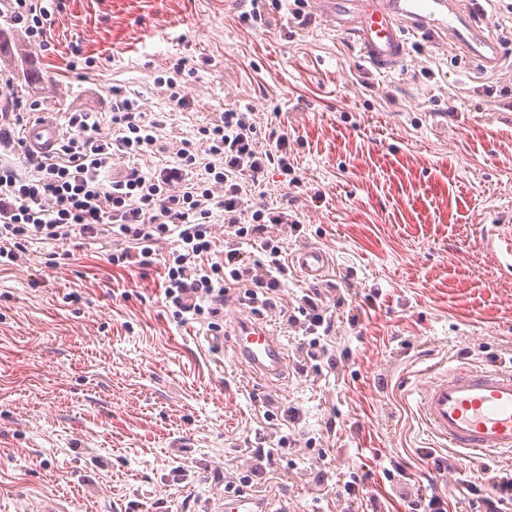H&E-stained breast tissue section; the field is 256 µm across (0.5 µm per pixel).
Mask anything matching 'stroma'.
I'll return each mask as SVG.
<instances>
[{"label": "stroma", "mask_w": 512, "mask_h": 512, "mask_svg": "<svg viewBox=\"0 0 512 512\" xmlns=\"http://www.w3.org/2000/svg\"><path fill=\"white\" fill-rule=\"evenodd\" d=\"M501 63L477 69L453 39L408 36L403 64L381 73L328 26L315 0L246 21L252 0H56L37 46L0 0V113L16 131L44 117L94 113L112 130V89L143 112L165 113V150L136 159L166 166L225 107L252 104L287 133L300 180L268 171L254 200L291 204L300 235L271 224L288 252L329 257L312 287L290 273L281 292L344 296L332 340L335 372L258 378L206 325L176 323L162 265L113 266L111 239L84 248L29 247L0 269V512H215L230 478L287 499L288 512H404L416 494L459 500L465 484L512 473V456L454 468L430 447L403 385L423 367L512 365V269L485 244L512 225V0H457ZM187 59L172 108L158 78ZM301 409L289 423V407ZM315 439L290 463L257 465L278 434ZM404 463L405 479L384 469ZM368 500L350 507L335 486L350 473Z\"/></svg>", "instance_id": "1"}]
</instances>
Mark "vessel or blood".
Wrapping results in <instances>:
<instances>
[{
  "label": "vessel or blood",
  "instance_id": "b4317fda",
  "mask_svg": "<svg viewBox=\"0 0 512 512\" xmlns=\"http://www.w3.org/2000/svg\"><path fill=\"white\" fill-rule=\"evenodd\" d=\"M318 7L332 26L351 35L363 60L381 72L405 57L410 24L433 36L450 35L479 64L501 60L497 45L459 12L455 0H318ZM60 135L59 125L44 118L26 129L24 144L28 151L48 155ZM293 262L309 282L321 281L328 264L321 251L310 247L296 251ZM231 343L237 359L254 373L267 378L286 373V349L264 322L238 321ZM407 394L433 447L468 458L512 455V367L464 362L444 370L431 366ZM221 512H288V507L261 493H228Z\"/></svg>",
  "mask_w": 512,
  "mask_h": 512
}]
</instances>
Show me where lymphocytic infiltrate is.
<instances>
[{
  "mask_svg": "<svg viewBox=\"0 0 512 512\" xmlns=\"http://www.w3.org/2000/svg\"><path fill=\"white\" fill-rule=\"evenodd\" d=\"M65 118L78 134L61 139L52 156L28 155L24 175L0 165V260L15 262L29 243L102 235L123 245L111 255L114 266L144 270L154 264L157 243L168 240L173 248L164 261L163 290L177 321L217 316L218 304L233 290L248 306L276 309L289 267L283 242L266 236L265 227L286 224L298 232L302 223L287 205L252 206L248 200L272 168L284 183L298 185L287 134L263 133L253 106L237 105L198 128L203 151L186 141L165 167L145 172L131 166L112 177L114 157L156 149L163 113L146 120L137 100L116 86L115 136H103L92 113ZM218 213L232 246L216 259L211 230ZM254 245L263 254L257 261L248 252ZM297 303L285 322L304 336L300 373L337 369L340 360L329 342L340 302L305 293Z\"/></svg>",
  "mask_w": 512,
  "mask_h": 512,
  "instance_id": "lymphocytic-infiltrate-1",
  "label": "lymphocytic infiltrate"
}]
</instances>
